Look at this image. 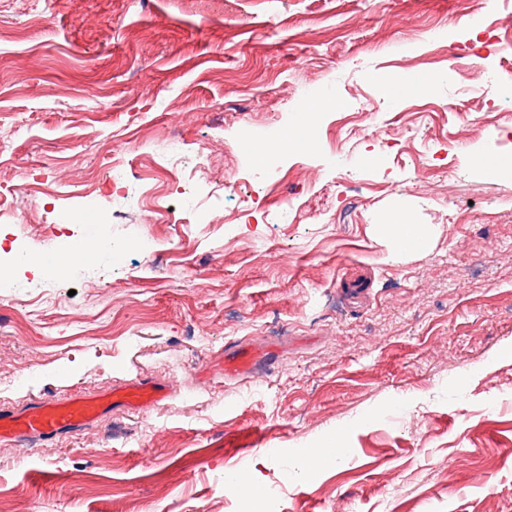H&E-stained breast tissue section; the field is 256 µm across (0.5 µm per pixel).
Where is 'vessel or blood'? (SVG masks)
I'll return each instance as SVG.
<instances>
[{
    "instance_id": "obj_1",
    "label": "vessel or blood",
    "mask_w": 512,
    "mask_h": 512,
    "mask_svg": "<svg viewBox=\"0 0 512 512\" xmlns=\"http://www.w3.org/2000/svg\"><path fill=\"white\" fill-rule=\"evenodd\" d=\"M270 361V351L238 343L224 351V374L251 378L268 368ZM170 396L171 391L166 384L138 378L113 388L108 396L42 397L22 406L0 409V440L22 444L74 435L108 417L116 409L142 408L161 403Z\"/></svg>"
}]
</instances>
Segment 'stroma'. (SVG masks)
<instances>
[{
  "label": "stroma",
  "instance_id": "1",
  "mask_svg": "<svg viewBox=\"0 0 512 512\" xmlns=\"http://www.w3.org/2000/svg\"><path fill=\"white\" fill-rule=\"evenodd\" d=\"M417 73L444 79L388 93ZM509 82L512 0H0V261L117 215L112 257L0 281V407L136 376L172 389L23 455L0 441V512H239L230 471L275 512H512ZM326 88L317 149L282 145ZM109 150L134 171L111 199L20 190L61 166L95 178ZM145 170L180 223L144 225ZM224 172L241 188L211 184ZM393 214L431 226L426 250H394ZM235 342L276 348L262 378L225 377Z\"/></svg>",
  "mask_w": 512,
  "mask_h": 512
}]
</instances>
